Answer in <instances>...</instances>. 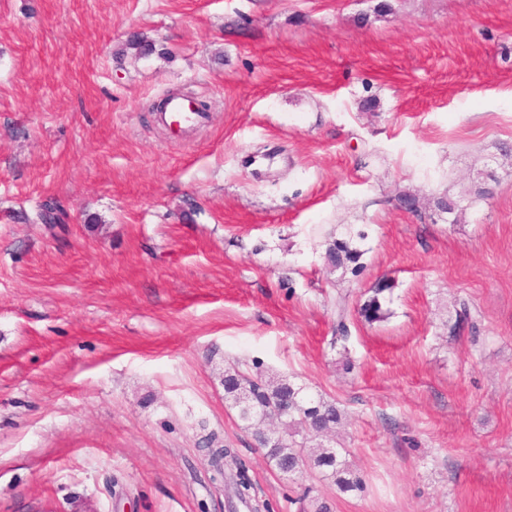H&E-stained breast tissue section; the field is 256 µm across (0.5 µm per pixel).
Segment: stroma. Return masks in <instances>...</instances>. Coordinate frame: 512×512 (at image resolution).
<instances>
[{"instance_id":"35a3bbf8","label":"stroma","mask_w":512,"mask_h":512,"mask_svg":"<svg viewBox=\"0 0 512 512\" xmlns=\"http://www.w3.org/2000/svg\"><path fill=\"white\" fill-rule=\"evenodd\" d=\"M169 94L207 123L159 127ZM509 146L512 0H0V512H236L241 470L247 512H512ZM231 363L344 408L365 492L273 470ZM363 251L350 246L347 241L333 239L326 244L324 260L330 272L341 271V276L358 277L364 269ZM393 287L392 281L388 279L379 280L373 289L374 295L360 307L359 314L369 322L383 321L387 318L388 314L382 309L379 295L391 291Z\"/></svg>"}]
</instances>
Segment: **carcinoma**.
<instances>
[{
	"instance_id": "obj_1",
	"label": "carcinoma",
	"mask_w": 512,
	"mask_h": 512,
	"mask_svg": "<svg viewBox=\"0 0 512 512\" xmlns=\"http://www.w3.org/2000/svg\"><path fill=\"white\" fill-rule=\"evenodd\" d=\"M66 219V212L52 201L44 203L36 214V221L42 224L61 225ZM362 256V251L340 239L327 242L324 252L329 271H339L343 277L360 275L364 269ZM392 288V281L379 280L373 296L360 307L359 314L369 322L387 318L379 295ZM336 308L339 321L335 343L348 338L346 298H338ZM454 311L452 332L465 327L476 329L466 302L455 303ZM224 396L232 400L238 418L252 429L254 447L264 450L273 469L284 474L318 469L343 494L365 491L364 480L349 468L338 449L327 444L335 437L337 426L346 419L344 409L333 402L313 399L304 392V387L284 375L263 370L250 375L236 364L224 369ZM298 503L299 512H332V505L313 493L311 487L303 492Z\"/></svg>"
}]
</instances>
